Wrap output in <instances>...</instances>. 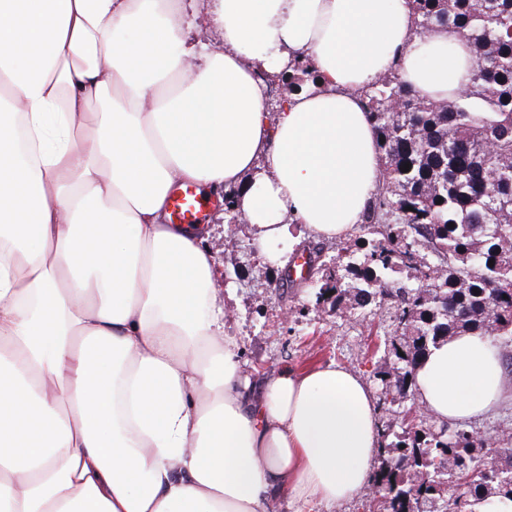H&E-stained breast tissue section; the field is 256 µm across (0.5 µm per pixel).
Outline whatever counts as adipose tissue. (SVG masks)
<instances>
[{
	"instance_id": "obj_1",
	"label": "adipose tissue",
	"mask_w": 512,
	"mask_h": 512,
	"mask_svg": "<svg viewBox=\"0 0 512 512\" xmlns=\"http://www.w3.org/2000/svg\"><path fill=\"white\" fill-rule=\"evenodd\" d=\"M209 15L219 47L189 51L175 0H0V512H268L372 480L368 385L336 365L253 384L206 231L169 223V195L237 189L263 247L289 214L346 237L382 173L363 89L395 72L447 101L471 48L418 32L406 0ZM297 57L319 84L271 106L262 72ZM413 389L453 423L507 394L496 348L469 334L431 348Z\"/></svg>"
}]
</instances>
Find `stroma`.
Here are the masks:
<instances>
[{"label": "stroma", "mask_w": 512, "mask_h": 512, "mask_svg": "<svg viewBox=\"0 0 512 512\" xmlns=\"http://www.w3.org/2000/svg\"><path fill=\"white\" fill-rule=\"evenodd\" d=\"M206 228L224 305V334L236 342L245 374L257 381L286 366L301 370L334 364L377 389L373 371L387 357V311L373 306L356 320L336 316L315 305V279L288 280L280 263L302 251L311 254L313 264L332 262L339 241L318 238L295 224L291 231L298 241L285 239L266 251L250 224L227 223L220 207Z\"/></svg>", "instance_id": "35a3bbf8"}]
</instances>
